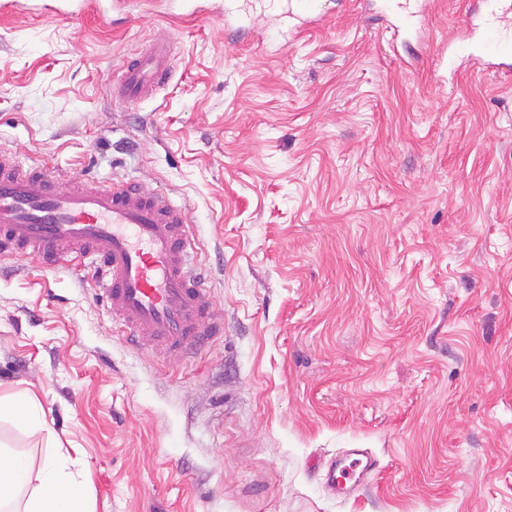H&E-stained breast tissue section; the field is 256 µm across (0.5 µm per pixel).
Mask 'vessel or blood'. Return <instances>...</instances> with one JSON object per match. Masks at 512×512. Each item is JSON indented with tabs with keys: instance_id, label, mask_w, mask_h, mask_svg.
<instances>
[{
	"instance_id": "obj_1",
	"label": "vessel or blood",
	"mask_w": 512,
	"mask_h": 512,
	"mask_svg": "<svg viewBox=\"0 0 512 512\" xmlns=\"http://www.w3.org/2000/svg\"><path fill=\"white\" fill-rule=\"evenodd\" d=\"M88 6V0H0V14L22 8L73 18ZM251 7L258 16H277L298 30L323 20L320 0H253ZM507 14L504 7L486 11L477 23V41L449 36V61L473 57L498 67L512 58ZM170 74L169 51L157 42L123 61L115 92L140 100L154 95ZM196 245L186 205L165 192L94 178L73 185L59 172L0 152V254L33 255L53 268L78 252L134 344L185 355L223 333L224 323L207 299L206 278L191 259ZM377 470L368 451L354 448L328 464L326 482L342 498Z\"/></svg>"
}]
</instances>
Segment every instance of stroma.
Returning a JSON list of instances; mask_svg holds the SVG:
<instances>
[{
    "instance_id": "35a3bbf8",
    "label": "stroma",
    "mask_w": 512,
    "mask_h": 512,
    "mask_svg": "<svg viewBox=\"0 0 512 512\" xmlns=\"http://www.w3.org/2000/svg\"><path fill=\"white\" fill-rule=\"evenodd\" d=\"M379 2L242 43L165 0L0 15V150L185 202L224 320L171 358L78 257L0 255V395L47 423L0 441L78 459L93 512H512V70L446 72L471 0H428L412 58ZM157 41L168 83L113 97ZM349 448L380 473L339 498Z\"/></svg>"
}]
</instances>
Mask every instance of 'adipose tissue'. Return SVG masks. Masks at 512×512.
Listing matches in <instances>:
<instances>
[{
  "label": "adipose tissue",
  "mask_w": 512,
  "mask_h": 512,
  "mask_svg": "<svg viewBox=\"0 0 512 512\" xmlns=\"http://www.w3.org/2000/svg\"><path fill=\"white\" fill-rule=\"evenodd\" d=\"M84 484L68 455L51 456L37 468L24 453L0 454V502L13 512H87Z\"/></svg>",
  "instance_id": "obj_1"
}]
</instances>
